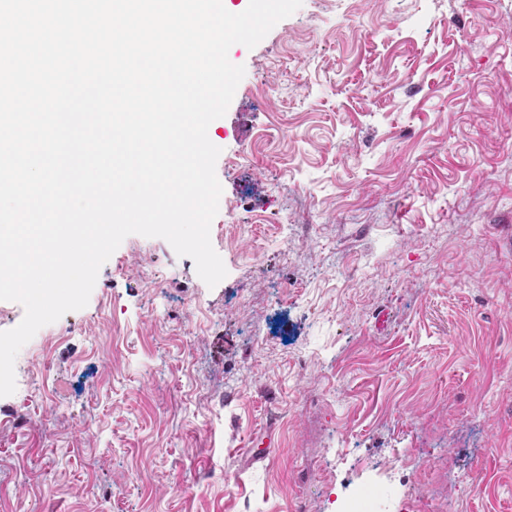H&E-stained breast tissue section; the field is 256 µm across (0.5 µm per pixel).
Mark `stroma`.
I'll list each match as a JSON object with an SVG mask.
<instances>
[{
  "instance_id": "1",
  "label": "stroma",
  "mask_w": 512,
  "mask_h": 512,
  "mask_svg": "<svg viewBox=\"0 0 512 512\" xmlns=\"http://www.w3.org/2000/svg\"><path fill=\"white\" fill-rule=\"evenodd\" d=\"M229 59L226 277L123 241L16 358L0 512H512V0H303ZM383 490L377 483L365 486L359 493L358 499L344 503L340 511L337 512H377L369 505L382 499Z\"/></svg>"
}]
</instances>
